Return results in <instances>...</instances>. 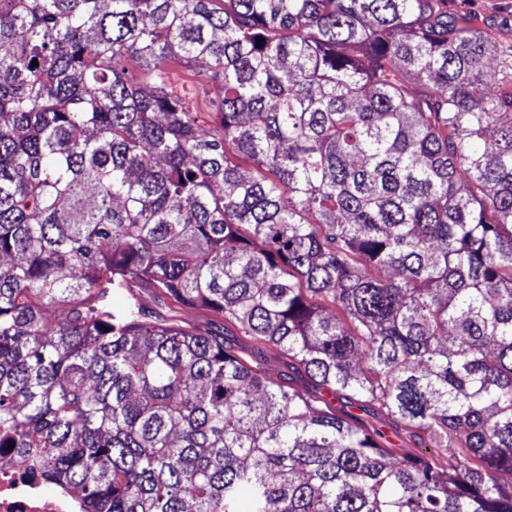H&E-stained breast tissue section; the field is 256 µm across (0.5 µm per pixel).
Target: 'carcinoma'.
<instances>
[{"label": "carcinoma", "instance_id": "1", "mask_svg": "<svg viewBox=\"0 0 512 512\" xmlns=\"http://www.w3.org/2000/svg\"><path fill=\"white\" fill-rule=\"evenodd\" d=\"M9 447L79 512H512V42L448 0H0ZM200 71L201 75L204 70L200 65L192 67H184L176 65L172 68L171 73V86L175 92H178L185 97L186 101L196 112H202L200 116L206 123L211 122L208 112H213L209 100L203 97L198 88V84L206 82L197 72ZM176 319L179 325L189 331L224 334V319L203 310L184 308ZM226 329L228 334L236 336L225 337L234 343L241 357L247 360L261 375L278 384L288 381V369L284 362L287 359L282 358L277 350L267 348L263 352H259L256 343L250 337L243 336L233 325L226 323Z\"/></svg>", "mask_w": 512, "mask_h": 512}]
</instances>
